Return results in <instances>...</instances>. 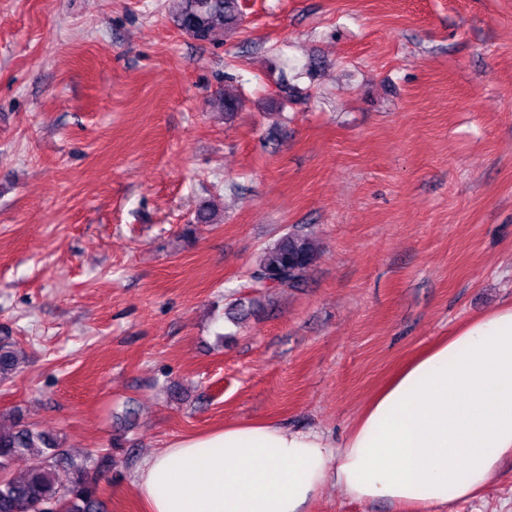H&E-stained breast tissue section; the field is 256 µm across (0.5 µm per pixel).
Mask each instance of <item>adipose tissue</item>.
<instances>
[{"mask_svg": "<svg viewBox=\"0 0 512 512\" xmlns=\"http://www.w3.org/2000/svg\"><path fill=\"white\" fill-rule=\"evenodd\" d=\"M512 457V304L453 330L374 395L332 441L273 420L230 423L149 457L148 512H302L332 480L356 501L438 512L480 495Z\"/></svg>", "mask_w": 512, "mask_h": 512, "instance_id": "ef3b65f1", "label": "adipose tissue"}]
</instances>
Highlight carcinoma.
<instances>
[{
  "mask_svg": "<svg viewBox=\"0 0 512 512\" xmlns=\"http://www.w3.org/2000/svg\"><path fill=\"white\" fill-rule=\"evenodd\" d=\"M180 29L199 42L213 43L224 30L242 21L239 0H177ZM320 255L318 243L304 230L294 228L260 252L252 271V287L284 292L303 286L308 271ZM22 363L9 337L0 338V382L8 380ZM37 451L44 465L20 478L5 476L13 461ZM112 453L77 458L57 440L36 431L24 419L9 415L0 421V512H102L99 479L112 470ZM69 472L68 482L58 483V469Z\"/></svg>",
  "mask_w": 512,
  "mask_h": 512,
  "instance_id": "1",
  "label": "carcinoma"
}]
</instances>
